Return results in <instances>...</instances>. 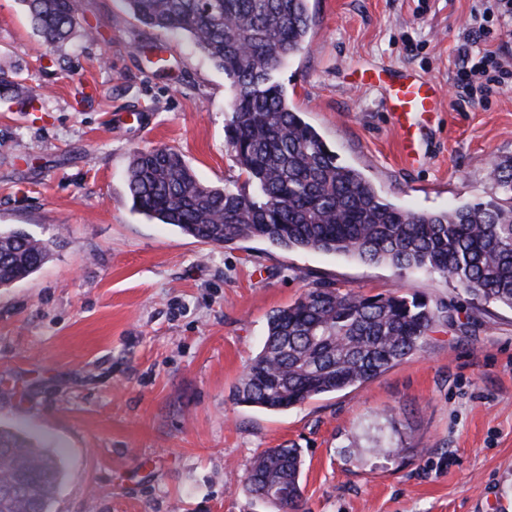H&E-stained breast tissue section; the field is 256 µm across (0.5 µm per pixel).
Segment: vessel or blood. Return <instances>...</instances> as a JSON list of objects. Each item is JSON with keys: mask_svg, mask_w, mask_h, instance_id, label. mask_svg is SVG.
<instances>
[{"mask_svg": "<svg viewBox=\"0 0 512 512\" xmlns=\"http://www.w3.org/2000/svg\"><path fill=\"white\" fill-rule=\"evenodd\" d=\"M438 105L439 90L434 83L409 71L391 75L384 88V109L403 135L406 158L414 156L423 116L437 111Z\"/></svg>", "mask_w": 512, "mask_h": 512, "instance_id": "obj_1", "label": "vessel or blood"}]
</instances>
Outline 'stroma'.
I'll list each match as a JSON object with an SVG mask.
<instances>
[{
  "mask_svg": "<svg viewBox=\"0 0 512 512\" xmlns=\"http://www.w3.org/2000/svg\"><path fill=\"white\" fill-rule=\"evenodd\" d=\"M473 0H311L312 47L275 74L341 164L389 202L439 213L488 200L512 158V88L462 101L453 76ZM95 39L47 50L20 0H0V66L46 88L0 98V228L53 243L0 288V423L61 447L51 512H270L244 488L262 450L305 460L301 512H503L512 506V309L448 280L259 240L219 246L133 211L130 155L168 146L206 185L244 186L226 145L229 88L186 38L124 0H80ZM383 69L440 89L405 162ZM326 284L400 288L448 306L424 353L281 413L235 403L274 309ZM398 445L375 456L376 437Z\"/></svg>",
  "mask_w": 512,
  "mask_h": 512,
  "instance_id": "35a3bbf8",
  "label": "stroma"
}]
</instances>
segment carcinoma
<instances>
[{"instance_id":"1","label":"carcinoma","mask_w":512,"mask_h":512,"mask_svg":"<svg viewBox=\"0 0 512 512\" xmlns=\"http://www.w3.org/2000/svg\"><path fill=\"white\" fill-rule=\"evenodd\" d=\"M51 51L80 29L79 0H20ZM142 23L184 35L224 72L231 93L226 141L247 183L197 180L171 147L137 150L128 168L132 208L214 245L262 239L287 250L341 253L399 272L444 278L484 303L512 308V159L493 164L496 196L441 213L386 202L356 169L337 162L321 135L288 100L275 71L308 49L310 0H125ZM0 96L20 109L38 97L0 67ZM50 242L0 230V288L36 273ZM441 311L396 289L342 293L322 284L268 318L261 350L234 400L282 412L320 395L357 387L423 351ZM304 460L293 445L262 451L246 471L245 490L275 512H299ZM64 475L56 449L0 425V512H49Z\"/></svg>"}]
</instances>
